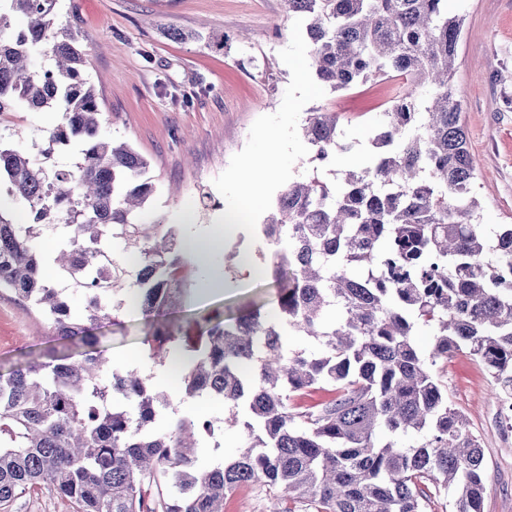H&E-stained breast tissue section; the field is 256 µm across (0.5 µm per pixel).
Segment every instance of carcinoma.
<instances>
[{"mask_svg":"<svg viewBox=\"0 0 512 512\" xmlns=\"http://www.w3.org/2000/svg\"><path fill=\"white\" fill-rule=\"evenodd\" d=\"M301 18L317 80L347 91L403 77L408 91L382 113L369 166L333 184L316 173L283 188L257 227L276 288L272 312L250 300L206 330L164 319L193 273L174 224H144L156 192L149 162L100 137L94 84L79 32L59 0H0V107L53 108L32 138L0 134V183L20 204L0 209V289L36 311L82 358L35 361L0 375V503L47 488L79 512H224L226 496L259 483L271 512H425L432 489L455 486L456 512H481V442L448 403L438 362L462 352L512 382V224L482 229L461 108L452 92L464 16L448 0H284ZM19 14L26 26L16 28ZM42 52L41 71L30 58ZM298 136L329 167L339 116L307 113ZM75 148V162L56 163ZM60 224L51 257L34 241ZM119 240L122 252L112 253ZM53 264L66 286L44 280ZM151 322L148 357L180 351L179 404L138 367L110 368L96 331L127 304ZM79 292L74 318L66 291ZM435 328L423 353L417 325ZM317 349H292L287 337ZM108 380H103L106 372ZM216 400L244 443L232 457L208 441L217 422L188 411ZM167 417L159 428L157 421ZM415 437L413 445L401 439Z\"/></svg>","mask_w":512,"mask_h":512,"instance_id":"cac0c4a2","label":"carcinoma"}]
</instances>
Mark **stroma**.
<instances>
[{"label":"stroma","instance_id":"obj_1","mask_svg":"<svg viewBox=\"0 0 512 512\" xmlns=\"http://www.w3.org/2000/svg\"><path fill=\"white\" fill-rule=\"evenodd\" d=\"M463 14L453 90L461 104L471 153L479 163L477 192L486 227L512 223V0H448ZM60 11L80 31L85 69L98 93L104 136L129 143L150 163L157 190L141 220L180 231L219 224L243 207L246 162L276 156L278 179L265 188L274 199L288 182L305 176L310 154L297 135L308 112L339 113L352 150L337 156L343 173L351 159L367 165L377 116L401 89L388 80L368 81L348 92L321 84L300 91L291 60L309 61L299 18L283 0H61ZM189 33L186 41L167 31ZM214 278L223 294L200 297ZM191 293L177 319L218 310L235 311L246 296L272 298L260 276H243L228 249L213 253L194 271ZM141 314L126 309L104 332L114 366L140 354V368L158 390L174 392L165 368L152 364L143 342ZM66 345L19 301L0 296V374ZM449 401L481 440L488 480L482 512H512V429L498 425L499 388L484 367L460 355L440 362ZM0 512H77L69 499L37 488L19 492Z\"/></svg>","mask_w":512,"mask_h":512}]
</instances>
